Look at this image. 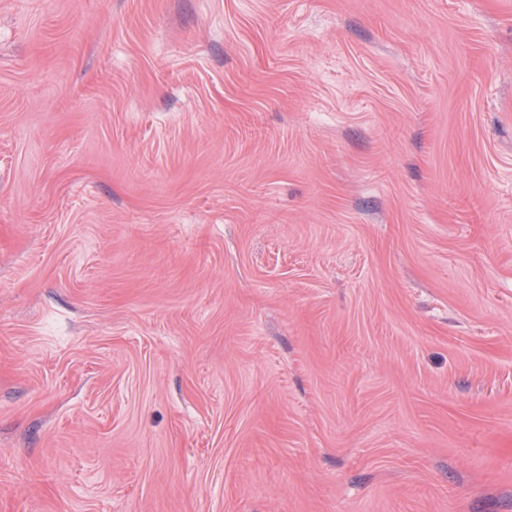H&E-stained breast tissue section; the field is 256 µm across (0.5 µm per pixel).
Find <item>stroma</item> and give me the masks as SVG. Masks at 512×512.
Returning <instances> with one entry per match:
<instances>
[{
  "mask_svg": "<svg viewBox=\"0 0 512 512\" xmlns=\"http://www.w3.org/2000/svg\"><path fill=\"white\" fill-rule=\"evenodd\" d=\"M0 512H512V0H0Z\"/></svg>",
  "mask_w": 512,
  "mask_h": 512,
  "instance_id": "1",
  "label": "stroma"
}]
</instances>
